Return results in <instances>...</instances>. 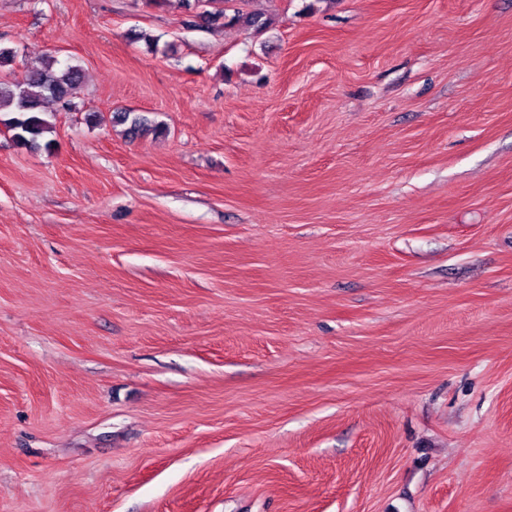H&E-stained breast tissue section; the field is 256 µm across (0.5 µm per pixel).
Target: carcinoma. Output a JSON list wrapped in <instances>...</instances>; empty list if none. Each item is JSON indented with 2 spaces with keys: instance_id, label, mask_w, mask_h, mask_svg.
Masks as SVG:
<instances>
[{
  "instance_id": "cac0c4a2",
  "label": "carcinoma",
  "mask_w": 512,
  "mask_h": 512,
  "mask_svg": "<svg viewBox=\"0 0 512 512\" xmlns=\"http://www.w3.org/2000/svg\"><path fill=\"white\" fill-rule=\"evenodd\" d=\"M162 6H173L186 16L189 27H210L224 24L227 8L206 9L210 4H230L235 0H154ZM230 22L246 27L267 28L273 24V18L257 13H244L234 9ZM57 61L48 58L40 63H31L25 67L20 78L0 82V112L7 115L3 125L13 132L17 145L24 148L40 147L48 150L52 141H43L44 135L51 130V124L42 117L45 113V100L51 99L62 107L75 108L72 91L83 81V70L77 65L67 64L55 68Z\"/></svg>"
}]
</instances>
